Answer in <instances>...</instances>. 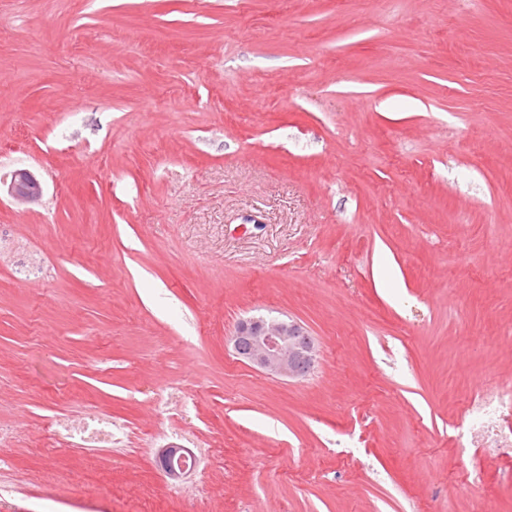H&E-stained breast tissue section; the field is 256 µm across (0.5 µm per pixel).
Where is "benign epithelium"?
<instances>
[{
    "label": "benign epithelium",
    "mask_w": 512,
    "mask_h": 512,
    "mask_svg": "<svg viewBox=\"0 0 512 512\" xmlns=\"http://www.w3.org/2000/svg\"><path fill=\"white\" fill-rule=\"evenodd\" d=\"M7 194L21 203H34L43 193L41 182L27 169L12 174ZM236 357L243 363L266 374L299 381L314 369L318 346L313 336L299 322L276 317H247L238 321L227 339ZM187 452L185 448L167 447L158 453L163 471L172 479L186 473L175 468L172 458Z\"/></svg>",
    "instance_id": "7a95c632"
}]
</instances>
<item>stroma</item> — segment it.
I'll list each match as a JSON object with an SVG mask.
<instances>
[{
	"label": "stroma",
	"mask_w": 512,
	"mask_h": 512,
	"mask_svg": "<svg viewBox=\"0 0 512 512\" xmlns=\"http://www.w3.org/2000/svg\"><path fill=\"white\" fill-rule=\"evenodd\" d=\"M18 168L0 512H185L172 430L205 512H512V470L452 445L512 370V0H0ZM258 314L315 337L306 379L226 347ZM84 405L122 447L42 448ZM7 194L21 203H34L43 193L41 182L27 169L16 170L6 187ZM172 443H177L172 441ZM180 444V443H177ZM182 445V444H180ZM184 448H174V447H167L162 448L158 453V461L163 469V471L172 479H179L182 477L189 469L193 468L197 463V456L191 451V455H187L186 458L183 460V464L186 465L189 469L184 468H175L172 464V458L176 455H182L185 452H189L186 446L182 445Z\"/></svg>",
	"instance_id": "obj_1"
}]
</instances>
